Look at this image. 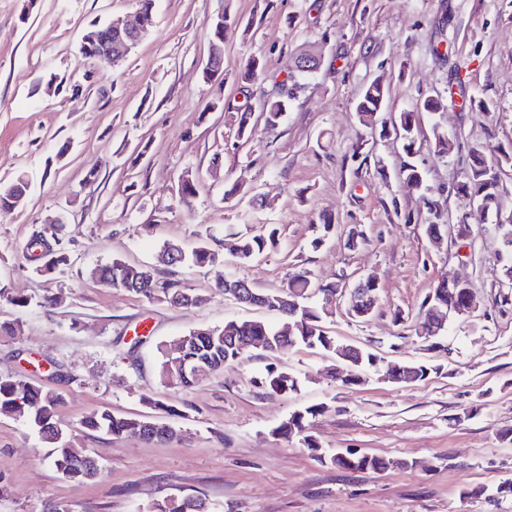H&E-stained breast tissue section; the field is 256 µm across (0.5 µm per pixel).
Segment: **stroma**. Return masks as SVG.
I'll use <instances>...</instances> for the list:
<instances>
[{
    "mask_svg": "<svg viewBox=\"0 0 512 512\" xmlns=\"http://www.w3.org/2000/svg\"><path fill=\"white\" fill-rule=\"evenodd\" d=\"M137 8V0H0V185L19 175L29 183L24 203L0 214V283L31 301L23 310L0 301V321L20 326L0 338V377L60 388L65 429L79 430L96 409L151 420L173 436L81 432L79 445L99 451L103 471L77 482L56 472L21 418L0 412V512L50 504L150 512L164 498L192 495L208 512H512V443L499 437L512 428V285L490 217L456 192L468 145L512 152V0H155L151 33L119 67L94 69L78 52L83 33ZM222 12L234 19L224 32V76L208 83L202 71ZM309 45L322 67L299 78L283 121L269 128L261 106ZM253 55L267 73L241 83ZM376 79L387 90L386 117L417 110L429 96L445 103L437 117L417 111L416 160L428 193L399 178L401 138L357 118L356 98ZM241 112L251 115L246 141L237 137ZM437 121L456 135L458 150L435 153ZM356 149L367 164L352 159ZM187 170L199 178L188 206L177 195ZM234 185L241 194L227 196ZM324 215L336 230L311 248ZM50 219L60 220L71 257L61 276L35 273L24 257ZM432 220L471 224L472 237L434 245L425 232ZM265 224L281 231L269 254L168 271L197 297L190 308L92 275L115 260L158 267L168 241L214 244ZM300 271L323 284L374 277L372 315L352 318L346 301L333 300L326 330L433 372L411 384L371 372L345 385L334 375L345 361L288 346L247 349L244 361L190 388L161 383L159 342L229 320L276 321V313L226 297L224 278L275 292ZM445 278L468 281L478 306L427 341L415 326ZM51 294L61 303L42 306ZM42 358L71 381L57 386L38 369ZM270 367L294 374L297 391L261 386ZM312 404L322 410L308 432L325 455L353 448L393 467L340 468L299 439L274 435ZM466 488L479 496L461 498Z\"/></svg>",
    "mask_w": 512,
    "mask_h": 512,
    "instance_id": "35a3bbf8",
    "label": "stroma"
}]
</instances>
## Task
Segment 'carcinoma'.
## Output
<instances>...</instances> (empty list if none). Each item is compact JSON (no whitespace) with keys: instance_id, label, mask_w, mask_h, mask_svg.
I'll use <instances>...</instances> for the list:
<instances>
[{"instance_id":"carcinoma-1","label":"carcinoma","mask_w":512,"mask_h":512,"mask_svg":"<svg viewBox=\"0 0 512 512\" xmlns=\"http://www.w3.org/2000/svg\"><path fill=\"white\" fill-rule=\"evenodd\" d=\"M264 73V62L261 58H249L245 69L240 74V80L249 84ZM387 90L384 85L373 81L360 92L356 102V112L359 121L365 125L381 122L382 130H387V119L381 117L386 103ZM288 100L285 98L268 99L262 110L265 125H279L287 112ZM444 109L442 100L424 98L416 106V110L399 113L392 122V127L402 131L406 153L414 152L416 136V113L425 111L437 113ZM434 147L437 154H448L455 148V141L439 124H434ZM468 165L458 192L465 197L478 195L488 199L491 205L499 207V171L503 162H511L512 156L493 159L488 156L486 148L480 143H473L467 151ZM401 176L411 189H421L425 184L423 169L415 162H406L400 170ZM26 192L25 182L17 178L12 188L0 191V214L14 210L17 199ZM494 231L501 243V261L506 270L512 271V222L506 221L494 224ZM279 244V228L275 224H265L258 233H234L224 240L225 253L240 260H251L261 257L274 250ZM179 247L167 244L162 248V255H167ZM181 251V250H179ZM223 253V254H225ZM182 259L179 266H194L202 268L214 264L223 258V254L212 249L206 241L201 242L191 251H181ZM26 260L32 264L36 273H51L63 275L70 265V258L63 238L59 236V227H53L50 235L36 233L26 248ZM99 282L111 284L114 278L127 280H144L146 286L135 289V292L148 300L165 299L173 305L191 307L196 305L195 299L179 282L163 279L157 271L149 268L114 261L94 269ZM336 284H318L314 282L307 271L294 274L288 281V292H275V295L288 299H297L298 309L295 315H280L277 323L271 324L262 320L237 321L230 320L224 327L195 328L186 334L160 343L157 351L161 356L159 373L169 385L189 388L208 378L213 373L224 369V366L239 363L244 354L226 345V340L233 338L245 339L253 336H278L284 343L291 341L311 349L325 353H336L342 348L336 338L324 330V320L327 316L325 306L310 303L315 293L322 295L333 291ZM463 288L445 284H437L430 293L431 303L423 305L417 329H422L427 321L430 308L439 304L459 302ZM263 384L273 393L297 390V380L285 372L268 371ZM63 404V396L59 390L45 389L24 379L7 377L0 378V411L18 415L37 433L44 443L51 447L50 462L55 470L65 479L74 481H92L100 475L98 464L99 455L86 448L73 445L72 434L63 429L56 421V415ZM319 412V407L308 406L290 415L274 429V433L282 437L302 436L303 445L311 453L318 454L319 444L310 434H305L309 418ZM150 421L138 418L117 417L107 411L94 410L84 417L81 427L85 431L104 432L110 436L138 435L145 439H162L163 433L149 427ZM349 460L331 463L338 467L351 470H382L389 466L405 467L407 463L400 460H385L375 456L367 457L354 451L347 452ZM186 507L174 505L165 499L155 504L154 512H207L206 502L200 498L185 500Z\"/></svg>"}]
</instances>
